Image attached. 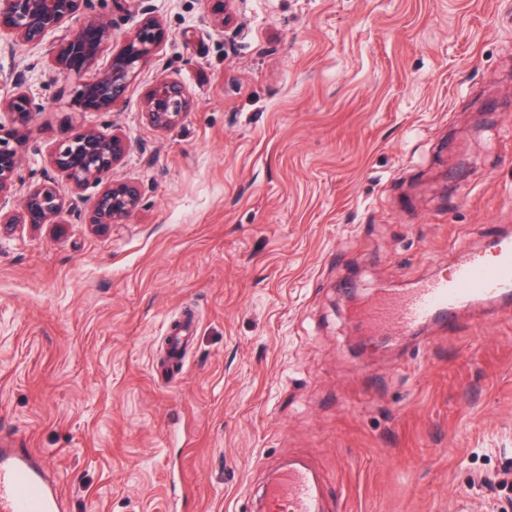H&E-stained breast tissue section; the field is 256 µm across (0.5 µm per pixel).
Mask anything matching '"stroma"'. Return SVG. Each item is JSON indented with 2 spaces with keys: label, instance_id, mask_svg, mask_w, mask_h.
Returning <instances> with one entry per match:
<instances>
[{
  "label": "stroma",
  "instance_id": "1",
  "mask_svg": "<svg viewBox=\"0 0 512 512\" xmlns=\"http://www.w3.org/2000/svg\"><path fill=\"white\" fill-rule=\"evenodd\" d=\"M120 46L167 39L112 112L138 209L103 232L0 231V440L50 461L67 512H251L300 457L332 512H501L512 470V310L385 341L344 282L402 292L512 234V0H93ZM0 39V73L46 102L16 195L55 176L73 83ZM174 77L192 109L151 126ZM196 324L160 373L167 330ZM190 109V99L184 85L175 78H163L144 95L142 110L146 120L157 128H171Z\"/></svg>",
  "mask_w": 512,
  "mask_h": 512
}]
</instances>
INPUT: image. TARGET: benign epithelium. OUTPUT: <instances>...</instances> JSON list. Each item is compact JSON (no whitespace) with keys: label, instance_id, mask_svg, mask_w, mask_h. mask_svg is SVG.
<instances>
[{"label":"benign epithelium","instance_id":"1","mask_svg":"<svg viewBox=\"0 0 512 512\" xmlns=\"http://www.w3.org/2000/svg\"><path fill=\"white\" fill-rule=\"evenodd\" d=\"M92 0H0V36L37 49L57 76L75 79L69 108L85 112H112L124 102L126 92L141 69L149 65L166 41L162 22L144 13L134 34L112 50V19L92 11ZM109 63L101 67L104 53ZM0 112L9 125L0 122V224H56L70 211L83 224L105 230L123 222L139 206L141 188L129 180L115 181L112 170L129 149L120 134H105L71 125L51 152V164L70 183L74 197L67 201L50 178L35 184L12 207L11 192L18 177L21 153L36 116L45 110L42 100L30 91L25 75H0ZM190 109L184 85L163 78L144 95L142 112L157 128H171ZM99 188L92 198L81 192Z\"/></svg>","mask_w":512,"mask_h":512}]
</instances>
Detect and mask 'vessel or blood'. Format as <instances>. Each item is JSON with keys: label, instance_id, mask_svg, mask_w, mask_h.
Listing matches in <instances>:
<instances>
[{"label": "vessel or blood", "instance_id": "vessel-or-blood-1", "mask_svg": "<svg viewBox=\"0 0 512 512\" xmlns=\"http://www.w3.org/2000/svg\"><path fill=\"white\" fill-rule=\"evenodd\" d=\"M512 298V236L494 238L489 250L474 251L450 274L427 280L406 295L381 296L362 311L370 324L410 337L425 324L441 320L455 332L457 313L475 303L494 304ZM267 505L281 512H324L317 475L302 462L272 471L263 488ZM59 483L48 479L43 461L27 449L0 446V512H64Z\"/></svg>", "mask_w": 512, "mask_h": 512}]
</instances>
